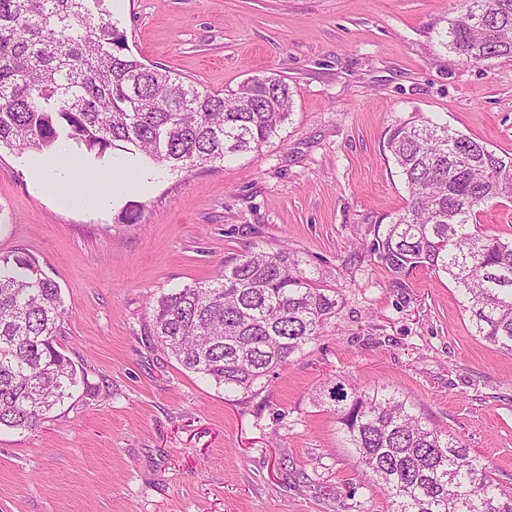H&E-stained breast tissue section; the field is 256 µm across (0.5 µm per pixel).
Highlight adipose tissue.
Segmentation results:
<instances>
[{
  "label": "adipose tissue",
  "mask_w": 512,
  "mask_h": 512,
  "mask_svg": "<svg viewBox=\"0 0 512 512\" xmlns=\"http://www.w3.org/2000/svg\"><path fill=\"white\" fill-rule=\"evenodd\" d=\"M27 168L32 181L46 191L52 190L57 180H64L68 186L65 204L81 207L104 206L110 193L147 188L151 178L150 173L146 172L140 181H133L124 162L87 173L82 164L63 147L51 154L29 155Z\"/></svg>",
  "instance_id": "adipose-tissue-1"
}]
</instances>
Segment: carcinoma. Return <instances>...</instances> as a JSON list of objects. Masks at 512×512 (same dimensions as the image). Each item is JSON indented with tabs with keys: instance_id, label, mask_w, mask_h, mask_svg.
Instances as JSON below:
<instances>
[{
	"instance_id": "cac0c4a2",
	"label": "carcinoma",
	"mask_w": 512,
	"mask_h": 512,
	"mask_svg": "<svg viewBox=\"0 0 512 512\" xmlns=\"http://www.w3.org/2000/svg\"><path fill=\"white\" fill-rule=\"evenodd\" d=\"M106 0H0V148L70 141L101 158L140 152L173 171L223 162L281 138L293 108L282 76L255 75L221 95L125 52ZM439 44L465 63L512 58V0H462ZM406 191L402 213L375 233L373 256L396 278L444 274L475 335L512 354V238L484 233V207L512 202V152L446 123L410 118L388 132ZM336 291L284 248L256 245L209 281L156 299L153 336L186 370L249 393L315 342L339 310ZM59 285L38 261L0 257V428L36 429L92 396L86 372L56 345ZM362 474L392 512H512V492L447 431L385 388H332Z\"/></svg>"
}]
</instances>
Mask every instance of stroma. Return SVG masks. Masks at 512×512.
<instances>
[{
    "mask_svg": "<svg viewBox=\"0 0 512 512\" xmlns=\"http://www.w3.org/2000/svg\"><path fill=\"white\" fill-rule=\"evenodd\" d=\"M130 53L214 92L274 72L282 139L189 172L135 155L144 194L66 208L0 150V256L61 288L57 345L98 396L0 431V512H390L329 410L336 384L387 388L512 491V355L475 336L448 278L377 264L406 192L388 130L437 117L512 152V60L462 63L438 30L457 0H106ZM138 223H122L128 205ZM288 247L336 290L320 338L254 392L184 370L152 336L157 297L248 247Z\"/></svg>",
    "mask_w": 512,
    "mask_h": 512,
    "instance_id": "obj_1",
    "label": "stroma"
}]
</instances>
